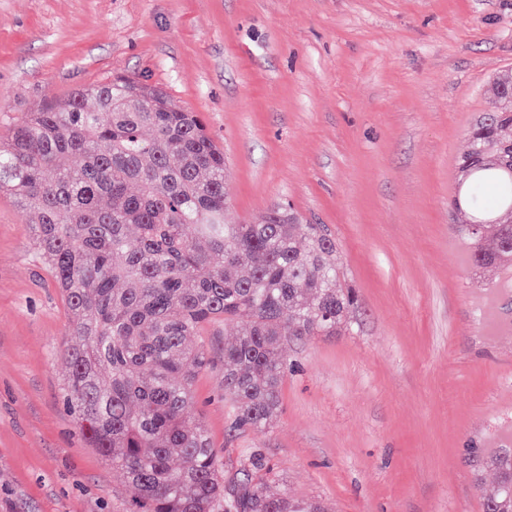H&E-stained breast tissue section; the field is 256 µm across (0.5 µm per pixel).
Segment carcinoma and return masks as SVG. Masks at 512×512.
I'll use <instances>...</instances> for the list:
<instances>
[{
  "instance_id": "cac0c4a2",
  "label": "carcinoma",
  "mask_w": 512,
  "mask_h": 512,
  "mask_svg": "<svg viewBox=\"0 0 512 512\" xmlns=\"http://www.w3.org/2000/svg\"><path fill=\"white\" fill-rule=\"evenodd\" d=\"M512 71L494 112L468 133L454 233L477 268L512 267ZM0 193L33 224L35 254L68 312L64 403L87 443L132 492V512H322L266 487L263 456L224 484L223 462L192 415V385L214 364L190 338L239 326L224 346L232 428L273 425L288 338L348 330L356 294L340 285L336 241L274 204L224 223V151L200 115L130 78L75 89L25 112L0 139ZM497 475L483 512H512V448L478 456Z\"/></svg>"
}]
</instances>
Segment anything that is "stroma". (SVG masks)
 Returning <instances> with one entry per match:
<instances>
[{
	"instance_id": "obj_1",
	"label": "stroma",
	"mask_w": 512,
	"mask_h": 512,
	"mask_svg": "<svg viewBox=\"0 0 512 512\" xmlns=\"http://www.w3.org/2000/svg\"><path fill=\"white\" fill-rule=\"evenodd\" d=\"M512 70V0H0V135L125 75L199 113L243 224L278 202L325 225L358 303L289 340L275 424L233 432L219 356L195 407L232 479L328 512H482L474 449L512 448V271L453 232L468 128ZM34 231L0 194V512H130L123 476L65 410L68 315Z\"/></svg>"
}]
</instances>
